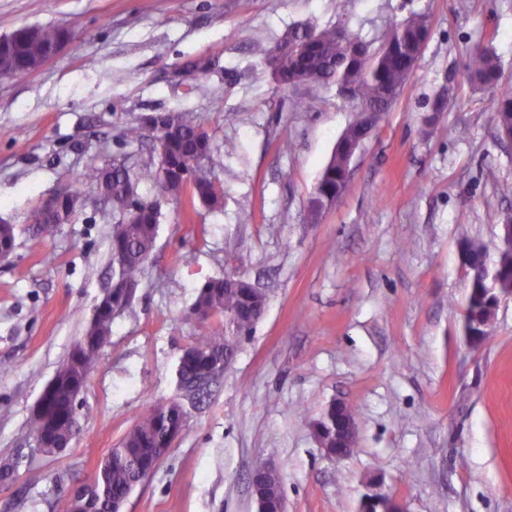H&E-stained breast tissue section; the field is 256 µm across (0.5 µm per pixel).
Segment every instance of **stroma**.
Wrapping results in <instances>:
<instances>
[{
  "instance_id": "stroma-1",
  "label": "stroma",
  "mask_w": 512,
  "mask_h": 512,
  "mask_svg": "<svg viewBox=\"0 0 512 512\" xmlns=\"http://www.w3.org/2000/svg\"><path fill=\"white\" fill-rule=\"evenodd\" d=\"M415 13L430 34L410 80L311 219L353 105L333 86L277 83L269 49L309 22L377 45ZM22 26L69 39L39 71L0 79V224L17 227L0 263V462L16 464L0 512H61L140 414L178 397L179 358L204 329L190 307L228 273L266 293V312L123 512H255L259 463L279 470L286 512H361L374 495L406 512H512V300L471 346L462 256L474 244L495 263L512 217V143L467 71L481 45L512 84V0H347L341 14L336 0H0V36ZM199 57L207 71L182 81ZM442 91L448 109L425 127ZM300 97L316 109L296 110ZM185 110L211 136L222 205L139 182L160 210L153 254L77 399L80 435L43 453L25 425L111 281L114 216L89 188L37 240L31 216L87 166L156 162L126 126ZM334 400L359 424L341 459L309 426Z\"/></svg>"
}]
</instances>
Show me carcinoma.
I'll list each match as a JSON object with an SVG mask.
<instances>
[{"mask_svg": "<svg viewBox=\"0 0 512 512\" xmlns=\"http://www.w3.org/2000/svg\"><path fill=\"white\" fill-rule=\"evenodd\" d=\"M309 34L315 38L314 46L303 50L301 46ZM428 34L425 16L413 15L394 25L377 48L360 41L357 55L341 65L339 61L346 57L342 29L336 26L319 31L305 25L288 34V43L294 48L286 51L278 44L270 51L278 60L275 75L280 83L301 77L308 84H334L339 92H350L358 100L342 142L336 146L309 199L312 213L320 215L335 204L336 179L348 164L345 145L361 134L366 111H389L393 102L385 99V93L403 88L409 80L408 49ZM63 36L64 32L53 26L15 29L6 36L3 45L10 69L21 75L33 72L41 64L47 49ZM469 75L473 86L494 89L492 106L497 128L501 132H511L512 85L499 83L496 57L486 48L475 47L470 56ZM124 137L129 143L150 139L158 151L159 160L154 165L143 166L134 176L128 169L113 165H90L80 174L81 185L95 189L112 208L120 211V218L110 227L112 283L85 325L81 352L69 353L54 373L59 381L50 402L55 426L48 429L41 417L32 415L26 426L29 438L43 437L51 443L71 440L79 429L76 399L69 385L83 381L93 372L99 350L112 333L114 315L130 304L139 285L140 271L150 258L158 236V207L140 201L137 194L139 181L154 183L164 198L178 200L189 193L192 199L212 209L221 205V197L206 164L212 154L211 137L196 113H160L152 132L146 134L143 125L131 124L125 129ZM199 155L205 157V162L196 161ZM80 193L81 189L66 186L53 195L57 219L70 223L76 211L74 197ZM15 238V225L0 224V252H12ZM262 311V303L251 295L250 284L246 281L227 283L216 278L203 284L190 314L202 320L222 315L224 327L199 334L194 348L200 350V356L179 359L180 397L171 401L165 410L153 408L143 414L122 440V446L112 450L110 459L95 478L96 485L89 488L93 512H110L112 499L129 496L133 488L147 478L154 449L164 447L171 432L183 428L187 407L195 406L205 386L217 378L215 374L204 373L208 363L234 355V344L227 335L237 340L251 335Z\"/></svg>", "mask_w": 512, "mask_h": 512, "instance_id": "1", "label": "carcinoma"}]
</instances>
